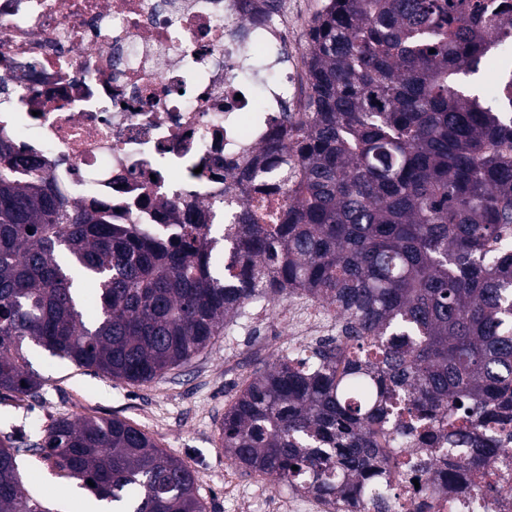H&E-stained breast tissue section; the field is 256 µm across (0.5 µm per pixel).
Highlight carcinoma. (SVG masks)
<instances>
[{
	"label": "carcinoma",
	"mask_w": 512,
	"mask_h": 512,
	"mask_svg": "<svg viewBox=\"0 0 512 512\" xmlns=\"http://www.w3.org/2000/svg\"><path fill=\"white\" fill-rule=\"evenodd\" d=\"M512 46L499 0H325L301 44L300 95L245 172L292 187L275 224L240 216L163 242L63 201L0 141V393L41 398L28 351L131 385L191 361L256 299L336 308L339 334L257 369L224 411L231 462L334 512H390L388 438L442 444L418 470L475 495L512 440ZM47 462L102 512H206L198 479L119 418L59 416L0 439V512H56L22 482ZM92 483H87V480Z\"/></svg>",
	"instance_id": "1"
}]
</instances>
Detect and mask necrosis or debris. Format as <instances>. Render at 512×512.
Listing matches in <instances>:
<instances>
[{
  "mask_svg": "<svg viewBox=\"0 0 512 512\" xmlns=\"http://www.w3.org/2000/svg\"><path fill=\"white\" fill-rule=\"evenodd\" d=\"M289 24L287 12L268 22L232 0H0V140L37 156L68 202L111 206L115 223L167 239L190 218L232 240L241 211L266 221L286 201L241 169L281 127L287 85L256 97L242 75L281 54ZM336 320L304 299L279 318L296 345ZM413 478L388 488L392 512H472L468 492H423Z\"/></svg>",
  "mask_w": 512,
  "mask_h": 512,
  "instance_id": "4bbe7bcc",
  "label": "necrosis or debris"
}]
</instances>
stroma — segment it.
I'll use <instances>...</instances> for the list:
<instances>
[{"instance_id":"obj_1","label":"stroma","mask_w":512,"mask_h":512,"mask_svg":"<svg viewBox=\"0 0 512 512\" xmlns=\"http://www.w3.org/2000/svg\"><path fill=\"white\" fill-rule=\"evenodd\" d=\"M235 324L234 335L145 385L121 383L66 361L36 358L33 365L46 379L42 397L32 401L0 395V437L14 432L36 436L61 415L116 416L143 429L196 473L207 512H261L259 500L246 493L259 477L232 464L220 428L225 409L258 367L280 357L288 338L275 323L258 325L248 313ZM19 465L25 486L51 507H59L63 491L69 501L88 502L87 491L66 485L37 457L20 456Z\"/></svg>"}]
</instances>
